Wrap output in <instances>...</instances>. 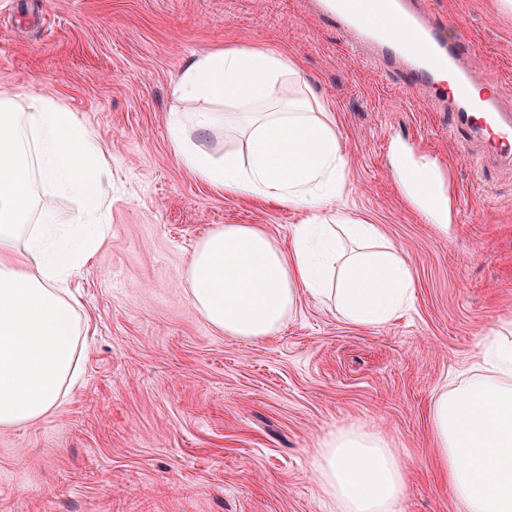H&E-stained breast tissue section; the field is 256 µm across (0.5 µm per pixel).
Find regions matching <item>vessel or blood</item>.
Instances as JSON below:
<instances>
[{"mask_svg": "<svg viewBox=\"0 0 512 512\" xmlns=\"http://www.w3.org/2000/svg\"><path fill=\"white\" fill-rule=\"evenodd\" d=\"M320 2L357 61L399 69L406 87L426 91L430 111L450 115L445 135L477 138L491 155L512 159V111L501 105L505 87L479 80L463 65V40L446 39L428 22L421 0Z\"/></svg>", "mask_w": 512, "mask_h": 512, "instance_id": "b4317fda", "label": "vessel or blood"}]
</instances>
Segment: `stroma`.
<instances>
[{
	"label": "stroma",
	"mask_w": 512,
	"mask_h": 512,
	"mask_svg": "<svg viewBox=\"0 0 512 512\" xmlns=\"http://www.w3.org/2000/svg\"><path fill=\"white\" fill-rule=\"evenodd\" d=\"M427 18L469 42L463 63L512 81V12L498 0H425ZM271 45L293 58L341 132L354 215L410 260L415 296L377 327L305 297L275 337L213 330L182 279L198 241L260 224L287 241L295 212L232 198L170 154L171 83L197 54ZM0 87L53 98L107 150L109 232L68 286L92 339L66 411L0 430V512H333L313 454L357 428L397 448L400 512H462L429 448L433 392L468 373L512 319V164L471 138L399 75L355 61L314 0H0ZM442 159L439 228L409 204L392 149Z\"/></svg>",
	"instance_id": "1"
}]
</instances>
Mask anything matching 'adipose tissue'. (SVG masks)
Listing matches in <instances>:
<instances>
[{"instance_id": "1", "label": "adipose tissue", "mask_w": 512, "mask_h": 512, "mask_svg": "<svg viewBox=\"0 0 512 512\" xmlns=\"http://www.w3.org/2000/svg\"><path fill=\"white\" fill-rule=\"evenodd\" d=\"M282 53L226 48L197 55L173 81L184 109L170 115L171 155L224 194L300 214L288 243L257 224H227L195 246L183 278L206 322L225 337L274 336L302 296L333 302L345 321L379 326L411 303L408 258L376 225L355 220L341 134L320 103L300 98ZM220 111L195 109V102ZM236 118L245 153L213 156L191 138ZM105 149L74 113L31 94L17 109L0 90V429L64 412L77 383L86 326L65 283L105 239L112 201ZM80 200L73 212L38 209L40 194ZM474 371L430 404L439 469L463 512H512V328L491 331ZM336 512H397L406 466L385 437L360 429L325 436L314 455Z\"/></svg>"}]
</instances>
